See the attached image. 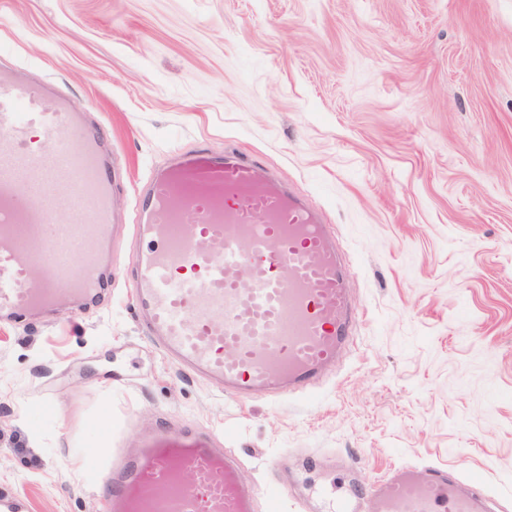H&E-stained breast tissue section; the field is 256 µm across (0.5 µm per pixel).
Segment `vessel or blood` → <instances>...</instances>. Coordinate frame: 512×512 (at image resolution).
Here are the masks:
<instances>
[{
	"instance_id": "obj_1",
	"label": "vessel or blood",
	"mask_w": 512,
	"mask_h": 512,
	"mask_svg": "<svg viewBox=\"0 0 512 512\" xmlns=\"http://www.w3.org/2000/svg\"><path fill=\"white\" fill-rule=\"evenodd\" d=\"M67 103L43 108L41 90L0 73V318L101 291V252L115 214L109 164L79 136ZM68 221L44 228L51 212ZM132 270L143 325L168 355L244 402L304 393L347 348L361 322L347 267L318 212L244 154L225 148L152 175L136 200ZM81 257L72 267L73 257ZM109 512H256L237 459L199 432L159 431L105 478ZM319 512H487L475 483L441 467H402L371 486L350 483Z\"/></svg>"
}]
</instances>
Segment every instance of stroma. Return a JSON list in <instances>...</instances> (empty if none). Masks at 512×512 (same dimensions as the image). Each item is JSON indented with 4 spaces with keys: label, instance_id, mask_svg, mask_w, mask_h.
Segmentation results:
<instances>
[{
    "label": "stroma",
    "instance_id": "stroma-1",
    "mask_svg": "<svg viewBox=\"0 0 512 512\" xmlns=\"http://www.w3.org/2000/svg\"><path fill=\"white\" fill-rule=\"evenodd\" d=\"M0 68L104 134L123 217L103 302L0 321V496L107 512L98 474L167 424L278 478L277 512L413 465L512 512V0H0ZM228 146L349 263L356 343L308 394L235 401L137 314L141 186Z\"/></svg>",
    "mask_w": 512,
    "mask_h": 512
}]
</instances>
